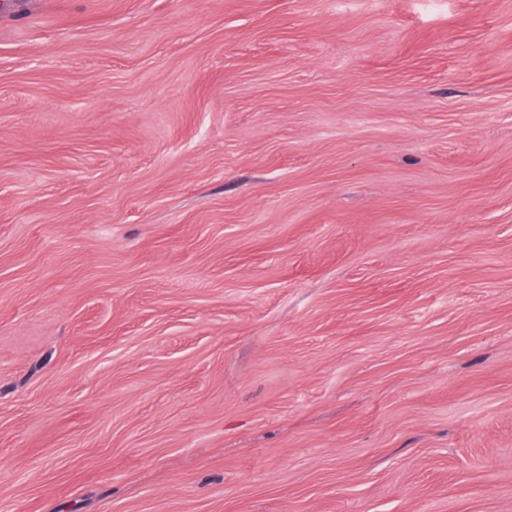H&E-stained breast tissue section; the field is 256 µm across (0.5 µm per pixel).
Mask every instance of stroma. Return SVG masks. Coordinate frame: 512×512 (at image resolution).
I'll return each instance as SVG.
<instances>
[{"instance_id": "35a3bbf8", "label": "stroma", "mask_w": 512, "mask_h": 512, "mask_svg": "<svg viewBox=\"0 0 512 512\" xmlns=\"http://www.w3.org/2000/svg\"><path fill=\"white\" fill-rule=\"evenodd\" d=\"M0 512H512V0H0Z\"/></svg>"}]
</instances>
